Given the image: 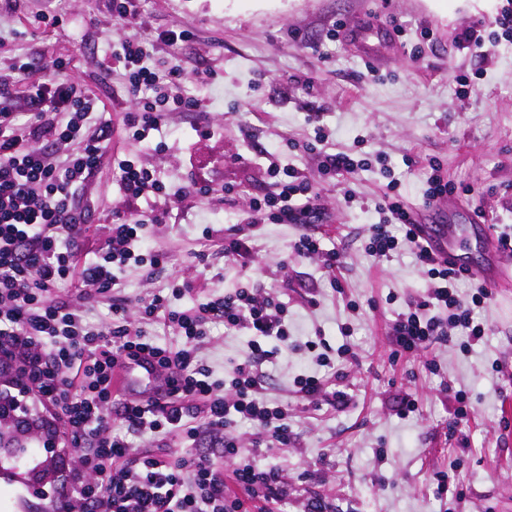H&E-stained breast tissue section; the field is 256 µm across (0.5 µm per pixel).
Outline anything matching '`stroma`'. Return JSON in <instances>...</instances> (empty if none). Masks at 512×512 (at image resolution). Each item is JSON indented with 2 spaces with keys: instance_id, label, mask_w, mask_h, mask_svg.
<instances>
[{
  "instance_id": "stroma-1",
  "label": "stroma",
  "mask_w": 512,
  "mask_h": 512,
  "mask_svg": "<svg viewBox=\"0 0 512 512\" xmlns=\"http://www.w3.org/2000/svg\"><path fill=\"white\" fill-rule=\"evenodd\" d=\"M139 34L149 67L179 65L180 89L203 108L180 112L161 131L138 141L119 135L117 147L161 174L169 191L190 180L209 185L205 196L174 206L151 241L171 253L165 271L128 270L123 294L178 279L189 305L210 294L252 285L283 293L293 341L322 332L331 349L351 344L356 364L337 362L339 384L351 394L343 409L295 401L293 379L315 372L301 350L289 349L273 369L268 396L289 402L294 447L260 451L258 461L287 470L295 488L281 506L297 512L303 497L325 500L328 512H512V286L493 295L485 311L489 334L464 352L433 345L417 360L391 363L389 334L396 305L389 296L417 294L425 276L410 253L377 263L365 252L375 213L346 207L344 193L374 203L396 182L410 207L423 205L430 161L437 160L459 188L451 201L480 212L494 234L512 233V40L491 51L459 40L500 8L431 10L425 0H138ZM112 0H17L0 10V62L29 57L45 65L61 59L67 72L104 104V117L121 123L128 104L118 77L102 65L119 51L129 30L112 20ZM55 14L59 25L46 24ZM182 27L193 40L180 46L154 42L155 32ZM467 76L460 93L456 75ZM322 103L336 150L367 159L365 170L324 175L308 167L304 147L314 137L307 101ZM308 167L329 219L324 224H269L250 271L225 264L224 227L238 221L253 198L271 190L266 151ZM90 229L84 250L98 252L113 219L128 216L119 176L103 160L86 188ZM211 236H203L204 228ZM321 238L342 252L345 290L336 292L324 269L293 256L299 234ZM286 268H279L280 260ZM316 305H309V298ZM357 309H350L349 301ZM246 350L243 338L211 328L205 357L223 378ZM437 358L443 373L421 362ZM463 392L468 422L453 425L455 401L439 393L442 380ZM415 393L418 408L397 413L401 397ZM447 471L450 493L433 495L434 470Z\"/></svg>"
}]
</instances>
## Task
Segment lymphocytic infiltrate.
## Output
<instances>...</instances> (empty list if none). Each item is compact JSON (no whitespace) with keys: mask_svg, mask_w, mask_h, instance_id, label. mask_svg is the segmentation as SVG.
<instances>
[{"mask_svg":"<svg viewBox=\"0 0 512 512\" xmlns=\"http://www.w3.org/2000/svg\"><path fill=\"white\" fill-rule=\"evenodd\" d=\"M138 34L128 35L117 61L130 106L125 130L144 140L174 112H196L199 100L182 95L180 72H157L144 63ZM8 79H0V355L19 364L17 377L0 382V430L28 424L33 412L49 413L62 447L76 456L64 477L72 492L63 512H278L291 481L283 469L258 467L264 448H286L295 437L287 403L266 395L264 364L274 362L291 338L288 306L258 288H235L223 296L177 308L183 286L168 282L129 304L121 276L132 267L157 269L169 255L149 253L147 242L164 224L172 203L160 174L141 161L109 156L111 125L95 123L100 101L55 61L35 76L34 63L15 59ZM307 120L315 130L308 150L322 173H352L366 160L329 152L323 124L325 108L312 101ZM119 172L120 189L130 202L152 201L150 211L117 218L104 247L87 257L82 241L88 231L78 193L104 157ZM279 180L275 195L254 202L244 218L224 230L227 263L250 269L257 242L269 224H322L326 213L305 170L272 159ZM375 205L361 203L379 216L370 227L365 250L374 261L410 251L426 276L418 295L408 297L393 321L392 360L417 354L432 344L471 346L482 342L489 325L475 311L491 299L478 288L469 300L458 294L468 273L449 267L441 252L418 232L417 213L395 196ZM291 250L319 259L334 286H341L345 261L319 238L301 234ZM79 289L58 295L67 279ZM111 300L110 319L92 323L89 312L100 298ZM136 315H129V307ZM245 338L247 349L224 381L213 380L203 362L208 326ZM163 323L170 336L161 343L147 327ZM149 362L163 380L165 400L120 398L112 381L123 363ZM298 400L345 406L348 395L332 378L300 375L293 381ZM252 428L250 439L237 436L239 424ZM161 437L166 453L134 447L132 437ZM205 438L223 448L221 458L181 448L182 438Z\"/></svg>","mask_w":512,"mask_h":512,"instance_id":"1","label":"lymphocytic infiltrate"}]
</instances>
